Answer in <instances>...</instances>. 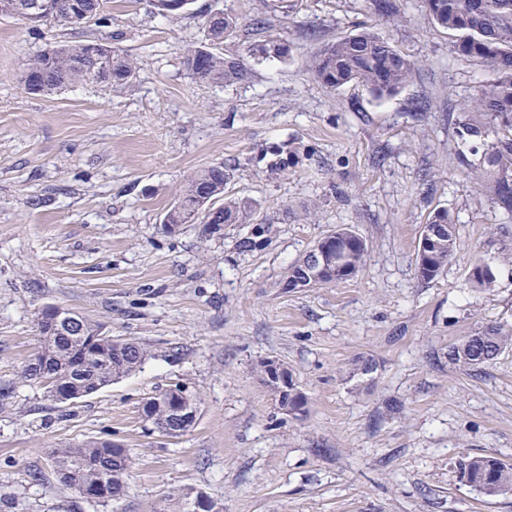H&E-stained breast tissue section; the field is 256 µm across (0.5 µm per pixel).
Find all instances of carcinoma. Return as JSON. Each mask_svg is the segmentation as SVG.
<instances>
[{"mask_svg":"<svg viewBox=\"0 0 512 512\" xmlns=\"http://www.w3.org/2000/svg\"><path fill=\"white\" fill-rule=\"evenodd\" d=\"M45 19L35 22L22 13H12L29 25L53 24L73 30L99 14L100 0H45ZM432 19L457 34L460 55L487 66L494 78L478 86L476 112L462 122V135L485 142L480 183L493 193L498 205L512 213V0H425ZM204 42L183 48V64L199 81L230 86L248 79L249 72L237 60L217 52L224 39L238 32L239 19L228 13L203 18ZM256 52L262 57L287 55V46L270 39ZM312 77L336 90L349 84L366 88L378 99L394 96L412 79L416 65L396 50L387 39L372 31L352 34L329 42L308 63ZM135 76L133 60L112 44L86 36L76 41L56 42L34 55L18 75L27 93L52 95L75 84H94L117 90ZM230 177L222 165L204 169L187 180L179 194L180 207L169 209L163 218L166 231L185 223L190 215L211 235L210 224H247L253 205L246 199L224 196V182ZM222 198L217 210L205 205ZM428 223L438 227V238L427 260L432 268L415 261L418 279L431 281L452 260L458 246L457 224L447 211H436ZM329 256L354 276L366 267L365 243L339 241L328 244ZM479 258L470 266L467 279L472 291L485 294L496 287L494 268L482 271ZM79 336L53 333L51 316L38 323L42 340L38 364L22 370L26 380L46 378L49 397L60 400L64 392L78 400L89 396L141 367L147 351L137 342H115L101 327L81 319ZM512 347V328L488 325L465 337L448 350V359L462 368H475L494 361ZM198 412L196 398L187 391L167 389L144 404L145 415L153 421L168 420L172 403ZM55 473L60 483L77 490L84 498L106 504L119 499L126 489L132 458L128 449L110 441H91L79 448L54 452ZM461 478L474 483L480 493L495 497L512 492V464L488 455L468 456L459 462ZM169 512H196V500L183 492L170 499Z\"/></svg>","mask_w":512,"mask_h":512,"instance_id":"cac0c4a2","label":"carcinoma"}]
</instances>
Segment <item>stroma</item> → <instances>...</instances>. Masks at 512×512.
<instances>
[{
    "instance_id": "stroma-1",
    "label": "stroma",
    "mask_w": 512,
    "mask_h": 512,
    "mask_svg": "<svg viewBox=\"0 0 512 512\" xmlns=\"http://www.w3.org/2000/svg\"><path fill=\"white\" fill-rule=\"evenodd\" d=\"M398 3L382 17L371 0H193L168 17L150 0H103L108 23L90 30L131 56L135 79L51 96L15 75L81 30L0 16V512H159L187 489L224 512H512V493L484 496L457 469L465 455L512 464V350L475 369L448 359L477 326L512 327V267L499 261L512 214L469 177L475 155L459 135L493 74L459 55L423 0ZM215 9L244 30L219 48L250 71L244 83L205 84L183 64ZM260 15L270 27L253 28ZM361 31L417 63L397 95L309 75L325 43ZM273 35L286 57L250 55ZM217 164L225 194L253 200L260 223L167 233L187 180ZM440 209L459 247L424 282L417 245ZM341 225L366 240V270L284 288L289 267ZM479 257L497 275L482 296L466 279ZM49 304L144 345L146 361L91 396L53 401L21 377ZM359 358L375 371L352 375ZM265 360L288 368L304 416L279 409ZM179 384L197 420L167 436L143 405ZM89 441L129 450L121 499L94 503L56 478L55 450Z\"/></svg>"
}]
</instances>
